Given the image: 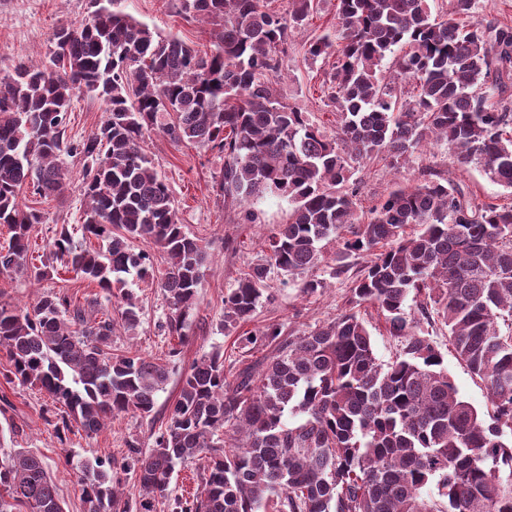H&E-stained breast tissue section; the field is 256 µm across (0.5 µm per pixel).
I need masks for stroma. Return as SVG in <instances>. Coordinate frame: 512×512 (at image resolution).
<instances>
[{
	"label": "stroma",
	"mask_w": 512,
	"mask_h": 512,
	"mask_svg": "<svg viewBox=\"0 0 512 512\" xmlns=\"http://www.w3.org/2000/svg\"><path fill=\"white\" fill-rule=\"evenodd\" d=\"M336 6L337 0H315L313 12L288 41L277 85L282 102L306 112L310 122L330 136L336 133V111L329 106L322 83L332 61L309 58L305 45L335 25ZM88 7V0H0V77L11 74L19 63L44 59L55 30L84 18ZM125 9L162 35L179 37L202 51L211 47L210 25L186 20L179 0H125ZM144 149L165 179L185 231L199 239L209 254L196 307L181 334H172L165 326L168 306L157 284L138 279L128 282L138 300L140 323L130 330L122 321H115L112 351L118 355L132 351L169 365V379L154 411L147 416L133 411L123 413L98 434L89 436L75 430L61 439L54 427L57 405L53 399L46 392L0 378V457L18 448L41 456L65 512H83L77 476L64 465L66 453L119 462L126 457L129 442L150 446L165 425V407L177 396L185 372L196 359L220 353L229 374L257 364L271 354L272 348L267 345L243 351L246 336L272 324L287 331L302 330L335 318L346 306L352 277L366 262L365 257L343 254L336 241L323 242L322 260L310 275L325 280L326 288L306 295L301 291V280L287 282L277 271H270L268 300L258 305L249 322L225 329V293L260 259L268 236L285 219L289 203L272 196L250 199V206L259 215L258 223H236L233 212L225 209L218 188L223 156L192 144H173L157 132L149 134ZM429 171L453 178L483 200L512 201V192L491 182L479 169L449 166L447 148L438 143L422 148L397 169L381 159L357 167L353 180L359 188V202L363 208H371L395 184L417 181ZM66 178L63 197L43 199L29 189L21 195L24 204L40 209L45 217L44 223L35 225L32 231L29 261L35 266L46 263L50 244L61 226L72 228L82 222L80 160H69ZM59 290L67 292L91 315L104 302L100 288L64 270L49 272L39 280L0 276V302L14 306L31 305L42 294ZM429 333L442 352L443 365L459 394L479 409H486L483 382L457 360L443 327L434 325ZM201 471L198 461L177 466L167 496L153 501L152 512H173L175 498L188 497L201 488Z\"/></svg>",
	"instance_id": "35a3bbf8"
}]
</instances>
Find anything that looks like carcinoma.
Masks as SVG:
<instances>
[{
	"label": "carcinoma",
	"instance_id": "1",
	"mask_svg": "<svg viewBox=\"0 0 512 512\" xmlns=\"http://www.w3.org/2000/svg\"><path fill=\"white\" fill-rule=\"evenodd\" d=\"M114 2L90 0L84 19L56 29L45 60L0 78V224L12 232L1 275L47 274L28 265L43 215L20 195L28 186L61 195L67 159L78 158L81 240L62 225L52 261L117 300L134 328L128 276L152 279L154 266L131 243L154 244L170 259L159 282L166 325L180 333L208 254L183 231L143 149L155 130L224 155L219 187L237 223H257L245 208L252 197L292 203L264 258L224 296L225 326L252 317L270 269L300 276L330 237L372 259L336 318L286 337L278 324L246 337L253 348L275 344L259 370L230 381L220 353L194 362L151 447L128 443L119 466L66 455L84 512H112L120 470L163 496L176 466L201 456L202 490L176 512H512V203L483 201L430 172L360 214L351 181L361 163L398 168L435 141L448 146L451 166L479 167L512 190V27L470 20L472 0H453L440 20L429 0H337L336 26L305 50L336 57L325 81L337 117L329 138L276 88L281 54L314 0H291L286 14L267 0H180L186 18L215 26L203 56ZM80 95L99 101L104 119L74 140L66 128ZM91 237L101 245H84ZM365 303L400 343L386 363L358 311ZM423 319L440 321L457 359L485 384L487 410L458 394ZM0 352L6 382L43 390L65 409L60 434L151 414L169 377L162 362L112 354V315L92 319L61 291L26 308L1 303ZM290 414L303 421L288 426ZM22 505L63 512L41 457L20 448L0 459V512Z\"/></svg>",
	"mask_w": 512,
	"mask_h": 512
}]
</instances>
